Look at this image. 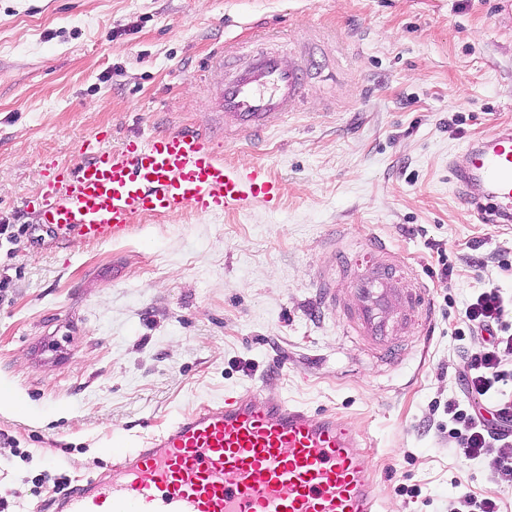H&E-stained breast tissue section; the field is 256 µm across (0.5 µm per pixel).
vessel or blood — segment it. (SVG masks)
Wrapping results in <instances>:
<instances>
[{"mask_svg": "<svg viewBox=\"0 0 512 512\" xmlns=\"http://www.w3.org/2000/svg\"><path fill=\"white\" fill-rule=\"evenodd\" d=\"M226 77L213 93L224 128L257 136L287 119L310 94L314 62L300 44L295 65L280 55L237 57L234 45L217 56ZM461 202L486 224L512 223V126L500 125L448 162ZM281 181L265 167L220 158L205 134L177 130L131 141L67 172L33 213L55 234L93 242L123 234L136 216L245 210L277 206ZM355 302L322 284V299L338 309L346 334L371 342L386 362L399 356L391 341L396 320L433 312L419 278L398 262L368 269L348 283ZM349 420L309 411L284 399L243 392L195 409L148 436L142 447L116 443L107 477L68 487L57 512H381L372 457Z\"/></svg>", "mask_w": 512, "mask_h": 512, "instance_id": "vessel-or-blood-1", "label": "vessel or blood"}]
</instances>
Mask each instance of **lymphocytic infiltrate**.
Here are the masks:
<instances>
[{"label": "lymphocytic infiltrate", "instance_id": "1", "mask_svg": "<svg viewBox=\"0 0 512 512\" xmlns=\"http://www.w3.org/2000/svg\"><path fill=\"white\" fill-rule=\"evenodd\" d=\"M489 334L487 343L465 349L462 380L465 401L452 400L445 407L448 435L465 457L483 459L494 484L512 486V457L493 454L495 443L512 440V403L481 410L480 405L499 386L512 382V369H503L501 356L512 354V308L498 288H487L466 306L457 335Z\"/></svg>", "mask_w": 512, "mask_h": 512}]
</instances>
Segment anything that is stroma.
Returning <instances> with one entry per match:
<instances>
[{"instance_id": "35a3bbf8", "label": "stroma", "mask_w": 512, "mask_h": 512, "mask_svg": "<svg viewBox=\"0 0 512 512\" xmlns=\"http://www.w3.org/2000/svg\"><path fill=\"white\" fill-rule=\"evenodd\" d=\"M316 34L336 58L302 111L257 144L225 132L204 91L224 77L210 56L232 40L288 60ZM499 124H512V0H0V495L13 512H37L57 479L106 472L115 440L141 446L249 390L358 426L383 512H451L462 489L512 512V487L460 454L439 410L475 344L454 335L466 303L490 287L512 300V224L480 223L448 172ZM180 129L264 165L280 204L140 215L105 242L34 229L27 203L58 170ZM371 239L435 305L427 349L409 328L392 365L315 302L337 249Z\"/></svg>"}]
</instances>
